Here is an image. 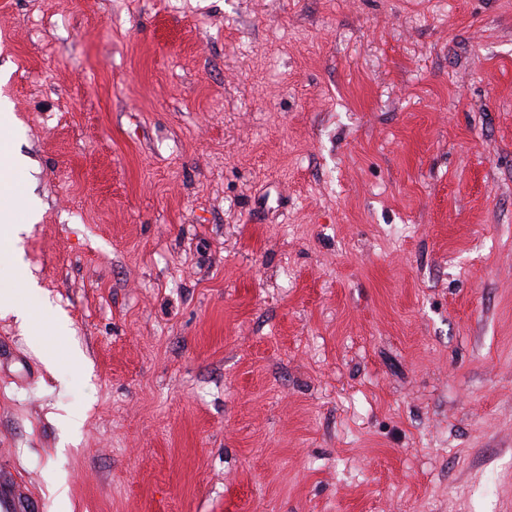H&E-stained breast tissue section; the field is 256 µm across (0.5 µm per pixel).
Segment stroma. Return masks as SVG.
<instances>
[{"mask_svg": "<svg viewBox=\"0 0 512 512\" xmlns=\"http://www.w3.org/2000/svg\"><path fill=\"white\" fill-rule=\"evenodd\" d=\"M0 95L42 512H512V0H0Z\"/></svg>", "mask_w": 512, "mask_h": 512, "instance_id": "obj_1", "label": "stroma"}]
</instances>
